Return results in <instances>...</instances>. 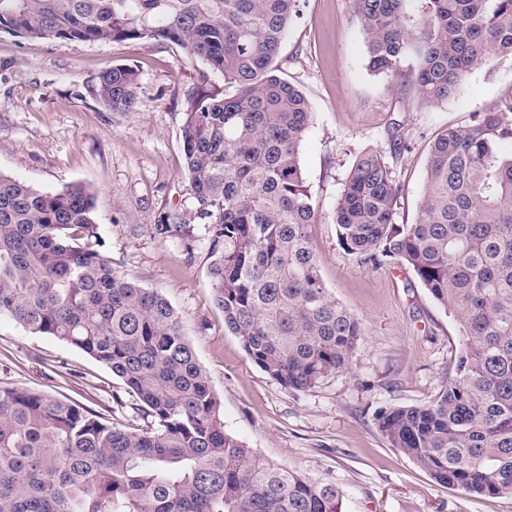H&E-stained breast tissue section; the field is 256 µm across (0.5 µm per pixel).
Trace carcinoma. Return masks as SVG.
Returning a JSON list of instances; mask_svg holds the SVG:
<instances>
[{
  "instance_id": "cac0c4a2",
  "label": "carcinoma",
  "mask_w": 512,
  "mask_h": 512,
  "mask_svg": "<svg viewBox=\"0 0 512 512\" xmlns=\"http://www.w3.org/2000/svg\"><path fill=\"white\" fill-rule=\"evenodd\" d=\"M368 67L427 107L495 55L512 57V0H352ZM300 0H0L21 39L170 42L201 67L181 135L188 190L210 234L225 328L280 386L347 369L361 319L329 293L310 247L316 203L301 151L311 107L278 58ZM139 71L111 65L90 93L133 112ZM377 150L354 161L333 209L340 247L374 269L406 266L464 346L426 404L379 409V433L440 484L512 497V95L432 140L417 216ZM158 238L183 232L168 214ZM0 318L88 354L122 382L144 427L0 384V512H342L336 484L280 467L224 431L170 302L112 266L83 185L38 190L0 172Z\"/></svg>"
}]
</instances>
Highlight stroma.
<instances>
[{"label": "stroma", "mask_w": 512, "mask_h": 512, "mask_svg": "<svg viewBox=\"0 0 512 512\" xmlns=\"http://www.w3.org/2000/svg\"><path fill=\"white\" fill-rule=\"evenodd\" d=\"M301 10L281 61L311 106L302 148L318 205L310 243L331 296L366 325L348 369L315 388L292 391L269 378L225 329L214 301L206 226L184 170L181 125L196 68L185 49L0 34V172L42 191L78 183L92 192L102 250L117 270L170 301L222 401L225 432L262 459L331 479L344 491V512H512V497L470 496L435 482L378 432V409L421 405L438 394L455 373L462 338L411 270L360 266L340 248L332 222L355 158L376 149L404 186L396 221L412 223L430 141L512 93V57H492L447 103L430 108L368 71L351 0H302ZM119 64L139 70L132 113L106 111L90 93L99 71ZM174 211L185 234L153 236L150 225ZM0 382L143 425L132 409L113 411L122 388L104 365L6 318Z\"/></svg>", "instance_id": "obj_1"}]
</instances>
